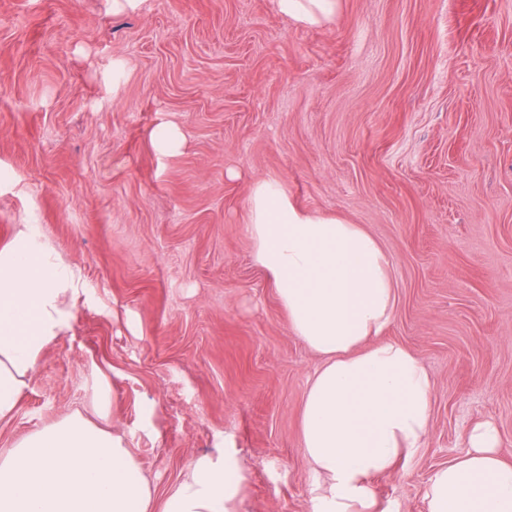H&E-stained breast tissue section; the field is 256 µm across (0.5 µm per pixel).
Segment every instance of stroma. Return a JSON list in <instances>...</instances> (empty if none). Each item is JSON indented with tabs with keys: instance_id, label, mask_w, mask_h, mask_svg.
Returning a JSON list of instances; mask_svg holds the SVG:
<instances>
[{
	"instance_id": "stroma-1",
	"label": "stroma",
	"mask_w": 512,
	"mask_h": 512,
	"mask_svg": "<svg viewBox=\"0 0 512 512\" xmlns=\"http://www.w3.org/2000/svg\"><path fill=\"white\" fill-rule=\"evenodd\" d=\"M160 124L180 152L155 150ZM262 178L392 259L387 334L434 393L423 447L370 481L380 507L426 512L477 422L512 462V0H340L318 27L275 0H0V247L38 220L85 285L0 454L95 417L104 381L156 494L221 452L231 512H312L320 359L252 262ZM152 143L157 151L163 154H173L179 151L182 137L172 125L160 124L152 131Z\"/></svg>"
}]
</instances>
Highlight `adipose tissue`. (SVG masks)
<instances>
[{
    "instance_id": "ef3b65f1",
    "label": "adipose tissue",
    "mask_w": 512,
    "mask_h": 512,
    "mask_svg": "<svg viewBox=\"0 0 512 512\" xmlns=\"http://www.w3.org/2000/svg\"><path fill=\"white\" fill-rule=\"evenodd\" d=\"M307 26L338 0H276ZM252 260L321 364L301 412V446L319 494L315 512H370L368 481L424 444L433 383L421 361L386 337L397 303L390 259L361 225L304 210L280 182L249 190ZM83 291L79 269L21 225L0 248V422L10 419L43 351L67 329ZM466 452L437 469L428 512H512V463L498 428L476 423ZM244 478L233 458L198 459L156 497L121 437L81 412L37 430L0 456V512H229Z\"/></svg>"
}]
</instances>
